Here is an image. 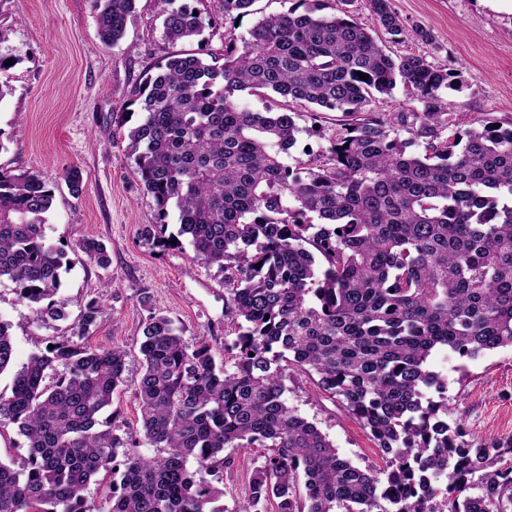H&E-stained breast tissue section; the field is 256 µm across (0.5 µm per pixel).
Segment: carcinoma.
<instances>
[{"label": "carcinoma", "instance_id": "carcinoma-1", "mask_svg": "<svg viewBox=\"0 0 512 512\" xmlns=\"http://www.w3.org/2000/svg\"><path fill=\"white\" fill-rule=\"evenodd\" d=\"M135 2L93 0L104 46L120 44ZM159 2L171 43L214 25L188 3ZM256 2L223 0L224 18L256 14ZM351 2L296 0L228 36L220 58L178 52L143 73L131 92L141 118L122 133L157 209L141 235L185 237L192 263L224 274L234 362L206 343L189 348L171 318L149 312L141 429L120 435L102 413L125 383L127 352L84 342L102 314L84 302L71 335L33 354L0 394V430L28 441L20 467L0 462V512H224L223 491L201 474L231 465L226 448L264 449L238 512H512V440L468 444L429 368L441 350L474 360L512 347V126L478 117L445 134V90L461 74L428 60L434 39L422 28L413 34L425 49L387 53ZM369 3L388 41L410 36L391 0ZM399 83L419 108L390 119L376 104ZM240 92L265 111L241 105ZM323 110L343 116L327 161L288 165ZM417 143L423 152L410 151ZM53 201L41 176L0 167V284L59 320L63 251L44 230ZM82 250L108 265L102 243ZM11 328L0 319V373L14 362ZM290 370L316 375L358 419L382 468L354 466L288 407ZM144 444L154 457L137 453Z\"/></svg>", "mask_w": 512, "mask_h": 512}]
</instances>
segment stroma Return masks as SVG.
Masks as SVG:
<instances>
[{"label": "stroma", "mask_w": 512, "mask_h": 512, "mask_svg": "<svg viewBox=\"0 0 512 512\" xmlns=\"http://www.w3.org/2000/svg\"><path fill=\"white\" fill-rule=\"evenodd\" d=\"M406 27L429 30L437 44L431 62L458 70L460 89L448 90L455 130L476 116L512 124V0H392ZM157 0H136L125 39L104 46L97 36L92 0H0V53L13 59L11 92L0 100V166L37 172L55 197L45 233L70 263L54 296L64 319L36 318L12 286H0V319L12 325L15 366L70 335L80 304L100 300L104 312L87 336L92 347H125L126 383L112 399L120 430L141 425L134 397L140 376L139 342L150 309L160 310L181 330L189 347L208 343L216 358L231 359L235 327L225 312L224 275L217 267L191 265L189 245L145 240L140 229L157 221L120 126L139 119L130 91L146 68L172 53L206 44L222 52L228 34L242 35L255 16L205 28L199 41L165 40ZM78 169L82 189L71 193L62 173ZM102 242L110 266L103 269L81 249ZM433 370L448 384L449 422L463 425L470 443L512 439V348L468 360L437 355ZM289 407L313 423L339 454L363 470L381 465L367 431L343 404L320 391L315 376L295 371L285 380ZM233 465L220 484L226 512L246 504L250 480L262 463L257 448H228Z\"/></svg>", "instance_id": "obj_1"}]
</instances>
